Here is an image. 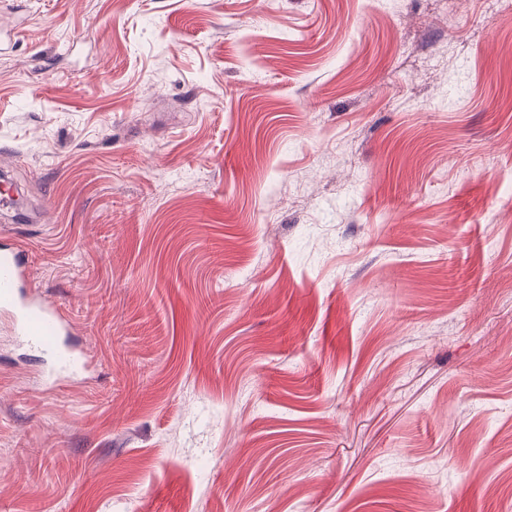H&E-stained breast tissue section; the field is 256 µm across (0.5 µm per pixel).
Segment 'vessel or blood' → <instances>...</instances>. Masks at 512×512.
Here are the masks:
<instances>
[{"label":"vessel or blood","mask_w":512,"mask_h":512,"mask_svg":"<svg viewBox=\"0 0 512 512\" xmlns=\"http://www.w3.org/2000/svg\"><path fill=\"white\" fill-rule=\"evenodd\" d=\"M24 258L18 245L0 249V311L11 317L17 335L49 360L48 378L56 383L88 360L72 346L71 323L60 308L24 289Z\"/></svg>","instance_id":"vessel-or-blood-1"}]
</instances>
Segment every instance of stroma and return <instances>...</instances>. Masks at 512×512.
<instances>
[{"instance_id":"stroma-1","label":"stroma","mask_w":512,"mask_h":512,"mask_svg":"<svg viewBox=\"0 0 512 512\" xmlns=\"http://www.w3.org/2000/svg\"><path fill=\"white\" fill-rule=\"evenodd\" d=\"M486 0H15L0 512H512V19ZM25 251L17 244L0 249V309L8 314L21 336L50 362L48 379L57 383L88 360L72 346L71 323L60 308L23 288Z\"/></svg>"}]
</instances>
